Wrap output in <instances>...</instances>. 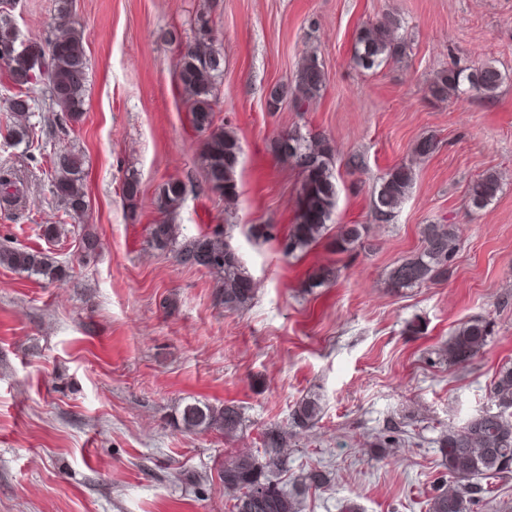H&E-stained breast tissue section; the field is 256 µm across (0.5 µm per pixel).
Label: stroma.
Returning a JSON list of instances; mask_svg holds the SVG:
<instances>
[{"instance_id":"stroma-1","label":"stroma","mask_w":512,"mask_h":512,"mask_svg":"<svg viewBox=\"0 0 512 512\" xmlns=\"http://www.w3.org/2000/svg\"><path fill=\"white\" fill-rule=\"evenodd\" d=\"M56 0H13L22 37L50 35ZM207 15L224 72L214 93L217 122L242 154L235 202L204 179L200 135L174 66L168 31L193 37ZM402 19L403 60L356 67V31ZM88 60L84 114L67 135L50 123L45 81L29 84L42 149L29 155L0 125V168L24 177L26 203L0 206V243L45 252L67 274L47 285L0 267V512H231L215 465L260 446L269 427L289 430V483L316 468L328 487L305 494L301 512H428L442 477L439 437L492 409L488 390L512 363V0H72ZM327 74L307 111L267 109L276 84L293 81L307 54ZM489 63L505 81L494 98L467 90L436 99L439 72ZM304 126L333 140L337 205L332 228L368 227L369 250L339 253L322 239L298 257L249 236L253 224L287 229L297 215L301 174L270 142ZM434 137L420 158L417 142ZM78 153L88 210L74 226L50 191V155ZM363 171L349 173L351 155ZM412 167L411 192L396 217L373 223L371 192L389 169ZM500 176L485 208L467 207L481 175ZM137 174L140 194L122 186ZM186 194L174 221L186 237L233 225L231 244L256 296L241 313L215 303L219 276L153 251L162 184ZM430 223L459 229L447 278L391 290L389 271L422 248ZM59 225L55 240L45 225ZM101 248L77 261L83 231ZM333 284L309 288L317 267ZM487 322L485 346L462 368L438 356L453 331ZM421 333L409 331V324ZM316 397L319 420L292 428L296 405ZM196 398L239 405L240 437L187 435L173 425ZM398 425L409 444L382 450L375 436Z\"/></svg>"}]
</instances>
